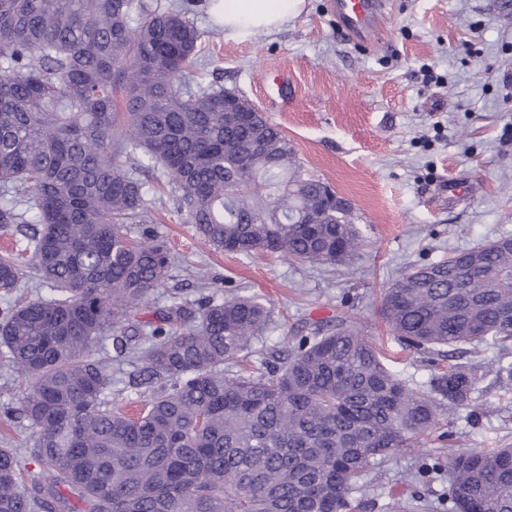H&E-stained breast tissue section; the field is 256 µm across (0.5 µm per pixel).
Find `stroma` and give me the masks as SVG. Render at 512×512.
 Masks as SVG:
<instances>
[{
  "label": "stroma",
  "mask_w": 512,
  "mask_h": 512,
  "mask_svg": "<svg viewBox=\"0 0 512 512\" xmlns=\"http://www.w3.org/2000/svg\"><path fill=\"white\" fill-rule=\"evenodd\" d=\"M205 2L193 0L189 15L201 33L192 81L259 107L305 169L352 204L364 245L348 267L216 252L177 214L175 185L154 184L147 205L172 265L141 318L175 296H258L272 311L253 344L258 360L341 316L384 348L401 379L427 388L447 369V353L402 350L381 302L410 267L512 234V22L501 17V0H388L377 45L340 36L332 0H307L288 27L243 39L214 33ZM455 180L468 190L452 198ZM449 429L471 448L512 447V393L487 377L465 404L438 401L434 432L366 476L356 500L421 499L451 512L446 475H420L446 460L437 435Z\"/></svg>",
  "instance_id": "35a3bbf8"
}]
</instances>
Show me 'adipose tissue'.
I'll return each instance as SVG.
<instances>
[{
  "label": "adipose tissue",
  "instance_id": "adipose-tissue-1",
  "mask_svg": "<svg viewBox=\"0 0 512 512\" xmlns=\"http://www.w3.org/2000/svg\"><path fill=\"white\" fill-rule=\"evenodd\" d=\"M305 8V0H209L208 13L225 34L243 37L288 25Z\"/></svg>",
  "mask_w": 512,
  "mask_h": 512
}]
</instances>
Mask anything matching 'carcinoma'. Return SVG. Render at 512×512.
I'll return each mask as SVG.
<instances>
[{
	"mask_svg": "<svg viewBox=\"0 0 512 512\" xmlns=\"http://www.w3.org/2000/svg\"><path fill=\"white\" fill-rule=\"evenodd\" d=\"M186 13L0 0V224L33 226L22 252L50 289L11 300L26 270L0 253V361L27 383L5 414L35 430L45 478L27 486L16 449L0 448V512H57L64 489L80 512H350L367 472L434 426L436 396L462 404L483 369L512 387L511 234L386 288L382 316L403 348L500 351L488 367L448 365L427 392L343 318L273 362L224 371L271 321L254 296H175L130 320L171 266L148 227L147 187L162 175L217 250L344 264L363 246L351 204L336 207L253 103L190 89L201 33ZM119 384L143 389L136 414L112 407ZM437 467L453 512H512L511 447L460 442Z\"/></svg>",
	"mask_w": 512,
	"mask_h": 512,
	"instance_id": "obj_1",
	"label": "carcinoma"
}]
</instances>
